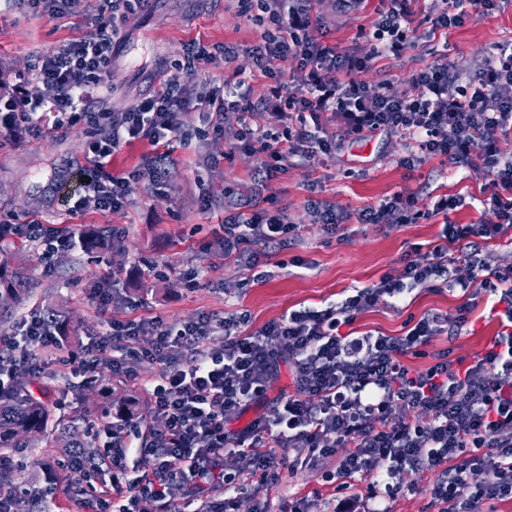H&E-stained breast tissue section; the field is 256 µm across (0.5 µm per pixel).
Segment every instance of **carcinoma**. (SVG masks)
Instances as JSON below:
<instances>
[{
  "mask_svg": "<svg viewBox=\"0 0 512 512\" xmlns=\"http://www.w3.org/2000/svg\"><path fill=\"white\" fill-rule=\"evenodd\" d=\"M111 237V231L102 227L87 231L82 237L83 248L94 251L101 242ZM31 288L24 274L11 266L9 258H0V321L12 314V305L19 303L29 296ZM32 381L23 376H16L9 389L0 396V450L22 447L25 437L39 434H52L65 448L82 451L85 455L95 458L97 454L80 440L79 433L72 426L61 421L52 422L48 406L33 399L30 386ZM95 396L100 412L112 414L120 412L129 417L135 416L132 410L133 402L124 396L113 397L112 385L99 380L94 384ZM21 468L11 462L10 457H4L0 462V492H7L19 483Z\"/></svg>",
  "mask_w": 512,
  "mask_h": 512,
  "instance_id": "carcinoma-1",
  "label": "carcinoma"
}]
</instances>
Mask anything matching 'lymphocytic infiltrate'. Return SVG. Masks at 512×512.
I'll list each match as a JSON object with an SVG mask.
<instances>
[{
    "label": "lymphocytic infiltrate",
    "instance_id": "obj_1",
    "mask_svg": "<svg viewBox=\"0 0 512 512\" xmlns=\"http://www.w3.org/2000/svg\"><path fill=\"white\" fill-rule=\"evenodd\" d=\"M106 12L93 20L96 36L76 39L41 55L34 67L35 104L54 112L57 126L86 123L92 129L86 159L94 189L80 207L117 210L130 202L132 182L159 184L171 158L161 145L179 132L190 110L204 106L216 130L228 119L240 125L232 152L256 162V183H267L298 157H333L345 140L385 133L404 145L400 166L415 170L434 158L484 175L485 218L477 224H445L444 242L423 255H405L402 267L340 302L323 309L294 310L242 335L247 314H204L189 321L154 317L109 320V329L65 366L92 382L106 375L133 378L134 364L157 367L145 393L164 421L155 429L113 416L103 421L108 437L104 479L93 477L79 452L67 461H46L48 475L65 469L82 512H140L144 500L170 503L182 494L195 512H233L244 478L264 485L281 465L321 469L345 496L331 512H390V502L405 490V474L435 476L430 494L443 512H496L512 500V262L490 265L482 244L512 240V42L484 55L465 74L441 55L418 69L402 91L389 82L365 78L372 60L399 55L413 41L411 0H387L372 23L367 54L323 43L316 31L319 0H248V9L266 15L270 29L250 52L251 65L272 85L266 97L245 101L231 83L196 91L204 67L217 57L232 60L233 47L191 46L180 63L186 80L167 84L137 99L124 111H111L101 89L112 86V60L124 36L119 26L129 0H107ZM501 0H431L423 21L431 34L464 25L472 13H492ZM290 62L287 82L279 63ZM282 122V131L253 123L257 113ZM332 113L340 129L323 126ZM145 140L153 151L130 176L108 171L107 162L123 144ZM413 193L401 191L367 207L362 224L390 228L422 218ZM216 239L221 256L257 267L260 248L284 247L298 227L284 211H257L249 218L225 217ZM458 246L459 255L448 253ZM443 283L466 302L453 314H427L405 334L348 333L357 314L418 287ZM492 302L498 330L486 351L471 359L440 352L422 370L404 356L422 354L435 337L451 336L467 323L477 295ZM28 345L20 357L0 361V370H23L38 379L58 345L40 315L21 325ZM223 335L219 347L208 340ZM289 366L291 393L277 399L274 418L258 416L242 430L225 427L229 417L247 412L267 397L270 379ZM274 449H267L266 440ZM242 466L224 472L225 449ZM288 456H278V449ZM369 484L364 494H349L356 476ZM224 483L227 498H207L208 487Z\"/></svg>",
    "mask_w": 512,
    "mask_h": 512
}]
</instances>
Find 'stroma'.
Here are the masks:
<instances>
[{"mask_svg": "<svg viewBox=\"0 0 512 512\" xmlns=\"http://www.w3.org/2000/svg\"><path fill=\"white\" fill-rule=\"evenodd\" d=\"M102 7L103 0H83L80 16H53L30 8L25 0H0V86L9 90L30 86L38 57L69 40L91 38L92 21ZM381 7V0H368L363 13L343 15L333 12L328 0H321L319 33L328 44L368 51L367 26ZM121 27L126 41L112 65L109 96L114 111H122L165 82L184 80L178 64L196 43L228 44L239 51L232 61L207 67L201 80L244 81L254 100L266 92L267 80L261 74L240 76L248 66L245 51L258 43L262 28L249 19L238 0H155L148 8L135 4ZM509 40L512 5L489 15L472 14L444 38L419 28L413 45L398 57L376 59L368 76L389 81L400 91L416 69L441 54L469 74L480 64L481 51ZM52 122L51 115H42L37 135L0 125V224H45L77 235L94 225L112 229L115 237L111 247L92 253L74 245L49 255L38 240L0 243V254L12 256L23 267L32 287L30 298L15 308L11 319L0 323L1 338L18 335L17 325L25 317L53 306L79 330L64 342V350H78L91 336L107 330L89 291L115 272L121 277L122 299L112 308L114 319L159 317L174 322L203 313L243 312L249 316L245 330L253 333L289 311L322 309L351 289L371 285L398 268L410 246L425 252L439 244L444 221L475 224L483 218V177L438 159L407 170L399 164L402 142L384 134L345 143L332 159H291L278 178L256 187L252 160L228 157L232 133L215 135L201 107L186 115L182 132L170 139L172 164L163 185L133 183L130 205L119 210H80L76 203L89 189L78 172L91 132L82 123L57 129ZM403 189L415 193L424 209L446 195L463 196L465 202L449 215L390 229L358 223L364 208ZM312 196L348 215L346 239L326 234L321 225L312 223L307 210ZM269 202L299 224L300 232L288 246L264 259V277L250 283L244 267L215 253V232L225 216L248 215ZM191 269L198 272L200 284L189 290L183 288L181 278ZM462 302L459 292L442 285L417 288L402 302L381 303L358 314L352 328L397 336L409 318L452 314ZM497 329L489 305L478 301L457 335L437 337L427 356L408 355L404 361L421 370L429 365L431 354L441 351L454 358L476 356ZM39 384L49 393L47 403L56 419L86 429L95 397L81 387L79 377L57 367ZM59 449L49 435L29 439L25 448L14 452V459L24 463V482L42 485L40 465L58 457ZM313 494L319 497L318 512H327L338 495L337 485L324 482L320 474L284 467L277 481L263 489L273 503Z\"/></svg>", "mask_w": 512, "mask_h": 512, "instance_id": "obj_1", "label": "stroma"}]
</instances>
